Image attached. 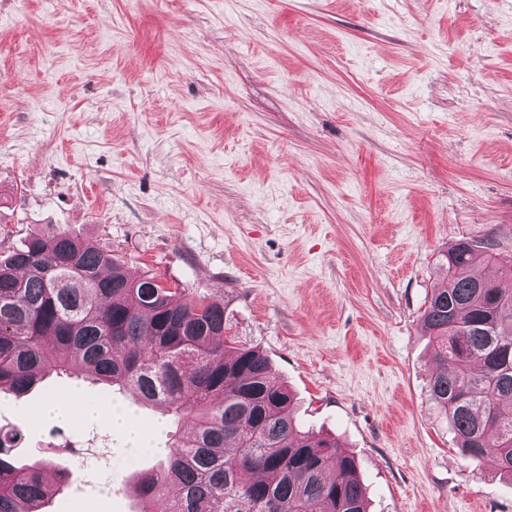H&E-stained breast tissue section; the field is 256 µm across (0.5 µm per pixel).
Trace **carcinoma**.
I'll return each instance as SVG.
<instances>
[{"label":"carcinoma","instance_id":"1","mask_svg":"<svg viewBox=\"0 0 512 512\" xmlns=\"http://www.w3.org/2000/svg\"><path fill=\"white\" fill-rule=\"evenodd\" d=\"M493 247L461 239L442 254L421 327L435 343L429 397L456 448L493 458L512 479V288L473 273L495 263L512 280V258ZM153 281L67 232L33 234L0 254V394L18 398L79 369L192 415L189 437L172 436L164 461L131 486L163 512H368L354 457L300 429L263 351L229 345L224 304ZM22 438L0 433V512H42L47 481L60 492L72 478L49 461L16 465Z\"/></svg>","mask_w":512,"mask_h":512}]
</instances>
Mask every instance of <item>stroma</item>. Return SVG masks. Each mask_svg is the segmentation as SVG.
Here are the masks:
<instances>
[{
	"instance_id": "obj_1",
	"label": "stroma",
	"mask_w": 512,
	"mask_h": 512,
	"mask_svg": "<svg viewBox=\"0 0 512 512\" xmlns=\"http://www.w3.org/2000/svg\"><path fill=\"white\" fill-rule=\"evenodd\" d=\"M0 253L66 231L223 301L228 334L354 456L371 512H512L430 401L419 319L457 240L512 255V0H0ZM80 389L142 437L33 419ZM52 377L0 396L43 512H142L168 422ZM85 435L103 461L54 448Z\"/></svg>"
}]
</instances>
